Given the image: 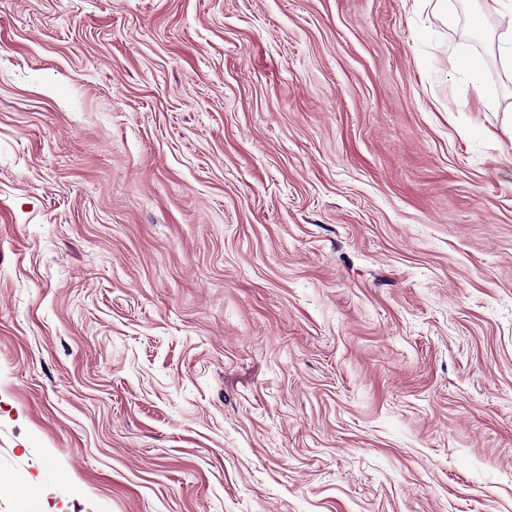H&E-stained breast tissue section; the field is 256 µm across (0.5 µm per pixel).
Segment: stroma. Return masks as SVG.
<instances>
[{
	"mask_svg": "<svg viewBox=\"0 0 512 512\" xmlns=\"http://www.w3.org/2000/svg\"><path fill=\"white\" fill-rule=\"evenodd\" d=\"M480 6L0 0V512H512Z\"/></svg>",
	"mask_w": 512,
	"mask_h": 512,
	"instance_id": "1",
	"label": "stroma"
}]
</instances>
